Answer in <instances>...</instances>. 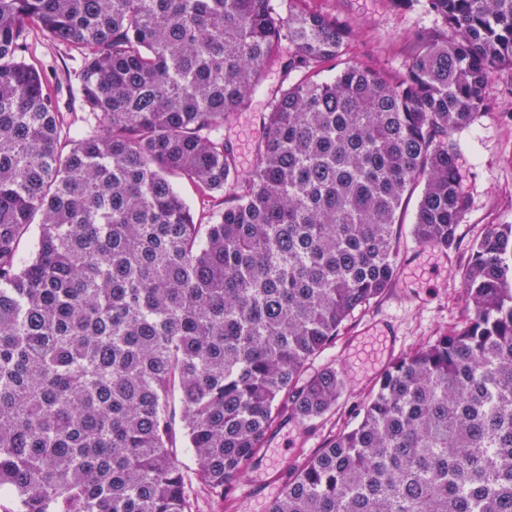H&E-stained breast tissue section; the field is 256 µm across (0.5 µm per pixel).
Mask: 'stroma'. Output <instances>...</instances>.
<instances>
[{"mask_svg":"<svg viewBox=\"0 0 512 512\" xmlns=\"http://www.w3.org/2000/svg\"><path fill=\"white\" fill-rule=\"evenodd\" d=\"M303 6L336 19L345 29V62L371 66L392 78L404 74L417 37L443 26L418 0L409 7L397 6L394 0H303ZM25 59L41 71L46 90L67 123L82 127L86 109L80 94V56L33 27L25 35ZM280 80L278 72L269 73L248 111L224 129L238 146L242 172L252 168V144L259 136L252 115L266 111ZM485 96V113L454 134L460 149L461 187L468 200L455 244L441 251L416 243L411 225L417 201L408 200L399 217L401 247L394 284L377 300L355 310L335 343L304 369V377L309 378L325 367L336 368L344 388L335 408L315 420L289 421L275 428L260 450L258 466L237 480L225 497L189 478L193 512H268L294 468L319 452L333 435L354 425L358 407L375 388L382 370L463 326L460 273L470 261L472 245L490 225L512 224V68L489 71ZM382 323L392 325L395 339L379 370L373 371L352 352L366 330Z\"/></svg>","mask_w":512,"mask_h":512,"instance_id":"35a3bbf8","label":"stroma"}]
</instances>
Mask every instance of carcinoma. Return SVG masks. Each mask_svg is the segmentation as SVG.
Here are the masks:
<instances>
[{
  "label": "carcinoma",
  "mask_w": 512,
  "mask_h": 512,
  "mask_svg": "<svg viewBox=\"0 0 512 512\" xmlns=\"http://www.w3.org/2000/svg\"><path fill=\"white\" fill-rule=\"evenodd\" d=\"M296 2L0 0L9 512H192L177 417L224 496L281 421L336 405V369L303 370L391 287L415 189L416 242L453 244V134L487 108L489 70L512 67V0H424L443 27L398 79L342 61L345 30ZM33 26L83 60L78 137L23 56ZM275 69L243 177L224 126ZM175 178L222 197L211 223ZM509 251L512 224L474 242L464 327L386 370L269 512H512Z\"/></svg>",
  "instance_id": "1"
}]
</instances>
